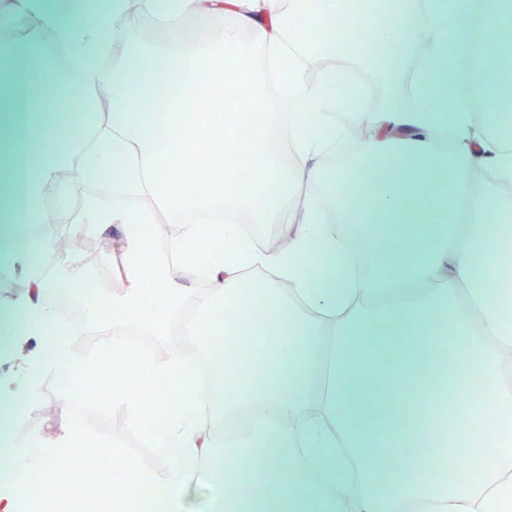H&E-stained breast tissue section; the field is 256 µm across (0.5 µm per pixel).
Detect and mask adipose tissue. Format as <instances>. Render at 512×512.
<instances>
[{
	"label": "adipose tissue",
	"instance_id": "obj_1",
	"mask_svg": "<svg viewBox=\"0 0 512 512\" xmlns=\"http://www.w3.org/2000/svg\"><path fill=\"white\" fill-rule=\"evenodd\" d=\"M461 2L176 0L202 39L178 28L147 49L137 21L158 0H102L92 21L82 0H12L9 21L34 30L0 44V266L27 279L0 305V357L22 359L0 375V456L18 476L0 485V512H137L148 498L162 512H512V444L473 454L512 429V300L488 294L512 281L498 259L512 237V196L498 191L512 182V42L488 37L512 22V0ZM337 12L359 19L369 46L322 29ZM245 33L279 57L290 115L267 110L259 83L243 88ZM319 54L349 74L375 66L380 104L339 107L335 68L309 77ZM104 80L107 100L90 97ZM74 97L82 111H51ZM356 126L370 135L343 153ZM84 129L97 138L82 143ZM242 159L260 179H237ZM71 166L111 182V210L70 219L44 203ZM230 210L280 225L287 249L184 220ZM70 220L117 228L123 292L86 295L79 264L44 276ZM334 223L353 225L370 275L337 281L347 257ZM52 287L83 304L105 346L75 347L44 302ZM183 314L184 340L170 341ZM49 374L92 409H123L150 469L89 424L20 435ZM86 456L109 480L68 479ZM452 461L471 478L449 479Z\"/></svg>",
	"mask_w": 512,
	"mask_h": 512
}]
</instances>
